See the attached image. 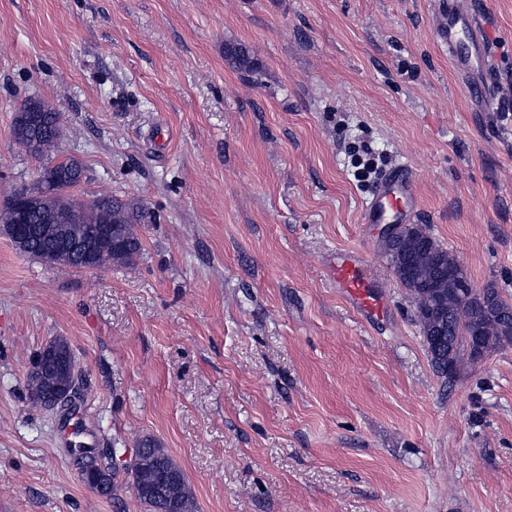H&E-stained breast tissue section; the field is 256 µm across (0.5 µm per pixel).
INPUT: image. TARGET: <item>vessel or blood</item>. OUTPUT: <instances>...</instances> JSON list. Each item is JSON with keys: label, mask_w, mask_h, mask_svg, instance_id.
I'll return each mask as SVG.
<instances>
[{"label": "vessel or blood", "mask_w": 512, "mask_h": 512, "mask_svg": "<svg viewBox=\"0 0 512 512\" xmlns=\"http://www.w3.org/2000/svg\"><path fill=\"white\" fill-rule=\"evenodd\" d=\"M440 43L447 47L448 57L457 71L468 80L471 99L486 111H500L494 93L499 38L487 22L484 12L468 0H450L448 13L436 31ZM417 187L408 168L394 169L384 179L364 209L368 224L407 222L412 214ZM331 278L354 310L367 322H379L387 308L359 252L337 253L330 265Z\"/></svg>", "instance_id": "1"}]
</instances>
